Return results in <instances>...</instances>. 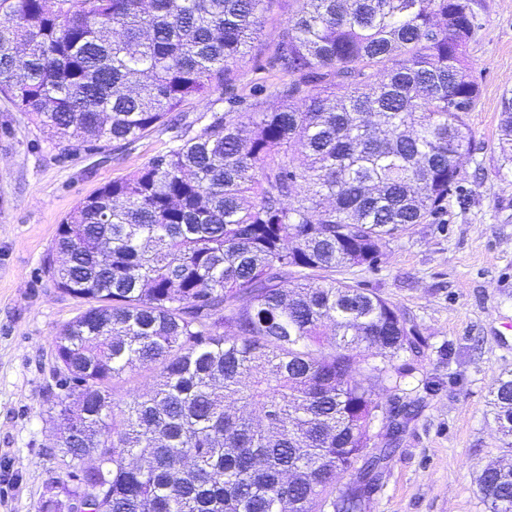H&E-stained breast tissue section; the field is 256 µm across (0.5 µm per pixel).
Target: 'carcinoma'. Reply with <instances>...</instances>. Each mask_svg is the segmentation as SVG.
<instances>
[{"mask_svg":"<svg viewBox=\"0 0 512 512\" xmlns=\"http://www.w3.org/2000/svg\"><path fill=\"white\" fill-rule=\"evenodd\" d=\"M270 0H0V95L60 140L142 137L222 88ZM471 0H297L273 66L277 109L213 113L74 207L51 268L85 303L54 340L74 460L69 512H364L390 440L376 383L421 339L406 313L336 278L372 265L459 188L479 85ZM497 150L512 167V95ZM304 154L299 161L297 153ZM152 388L124 398L137 369ZM492 414L512 450V371ZM512 512V463L477 478Z\"/></svg>","mask_w":512,"mask_h":512,"instance_id":"1","label":"carcinoma"}]
</instances>
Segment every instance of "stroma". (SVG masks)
<instances>
[{"label":"stroma","instance_id":"1","mask_svg":"<svg viewBox=\"0 0 512 512\" xmlns=\"http://www.w3.org/2000/svg\"><path fill=\"white\" fill-rule=\"evenodd\" d=\"M295 9L294 0H272L233 85L190 101L182 125L201 128L233 98L279 106L267 91L280 78L270 61ZM475 12L467 55L480 97L459 188L441 215L391 240L374 266L340 273L406 311L424 341L399 390L376 387L383 405L417 398L421 410L366 512H489L476 479L503 453L488 402L512 370V169L496 149L501 98L512 90V0H476ZM176 135L160 126L122 153L89 151L78 139L51 138L0 96V512H44L51 483L81 466L58 448L53 408L52 342L84 308L49 273L58 226L79 201L176 146Z\"/></svg>","mask_w":512,"mask_h":512}]
</instances>
